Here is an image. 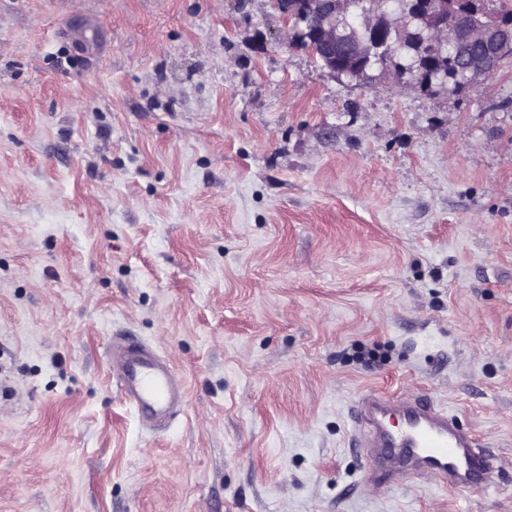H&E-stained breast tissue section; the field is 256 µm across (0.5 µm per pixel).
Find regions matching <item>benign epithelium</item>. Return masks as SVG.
Wrapping results in <instances>:
<instances>
[{"instance_id":"1","label":"benign epithelium","mask_w":512,"mask_h":512,"mask_svg":"<svg viewBox=\"0 0 512 512\" xmlns=\"http://www.w3.org/2000/svg\"><path fill=\"white\" fill-rule=\"evenodd\" d=\"M291 32L289 45L305 49L335 77L372 81L377 61L393 44L411 53L408 67L381 65L415 86L477 91L512 57V14L499 0H403L401 22L385 0H269Z\"/></svg>"}]
</instances>
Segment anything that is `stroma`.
<instances>
[{"label": "stroma", "mask_w": 512, "mask_h": 512, "mask_svg": "<svg viewBox=\"0 0 512 512\" xmlns=\"http://www.w3.org/2000/svg\"><path fill=\"white\" fill-rule=\"evenodd\" d=\"M337 79L268 0H0V512H512V58ZM114 336L186 396L151 429ZM495 468L368 482L361 393Z\"/></svg>", "instance_id": "stroma-1"}]
</instances>
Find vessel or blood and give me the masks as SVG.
<instances>
[{
	"mask_svg": "<svg viewBox=\"0 0 512 512\" xmlns=\"http://www.w3.org/2000/svg\"><path fill=\"white\" fill-rule=\"evenodd\" d=\"M112 348L120 387L142 419L167 421L185 398L182 378L143 343L119 337ZM357 412L369 432L362 449L370 462L402 463L413 474L430 470L452 489L480 492L492 483L473 436L460 431L453 415L431 400H393L369 390Z\"/></svg>",
	"mask_w": 512,
	"mask_h": 512,
	"instance_id": "1",
	"label": "vessel or blood"
}]
</instances>
